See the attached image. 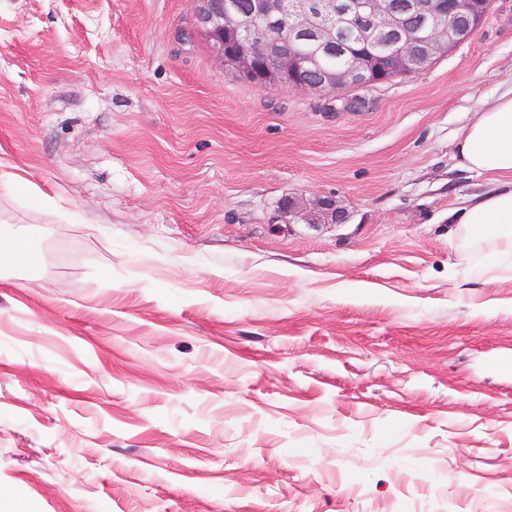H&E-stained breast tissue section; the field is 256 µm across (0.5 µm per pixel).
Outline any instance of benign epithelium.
<instances>
[{
  "label": "benign epithelium",
  "mask_w": 512,
  "mask_h": 512,
  "mask_svg": "<svg viewBox=\"0 0 512 512\" xmlns=\"http://www.w3.org/2000/svg\"><path fill=\"white\" fill-rule=\"evenodd\" d=\"M192 2L197 27L224 68L279 89L327 93L335 102L342 101L338 92L367 84V60L353 56L346 65L309 80L304 75L316 70L318 59L294 53L295 37L328 49L336 38V19L347 13L359 21L360 41L375 48L392 46L391 64L399 72L426 67L438 53L465 42L481 20L475 0H407L400 8L392 0H363L352 7L341 0H255L249 14L224 6V0ZM310 216L316 221L336 218L335 203L317 201Z\"/></svg>",
  "instance_id": "benign-epithelium-1"
}]
</instances>
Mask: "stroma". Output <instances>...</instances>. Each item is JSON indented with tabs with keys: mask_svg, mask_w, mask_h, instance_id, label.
<instances>
[{
	"mask_svg": "<svg viewBox=\"0 0 512 512\" xmlns=\"http://www.w3.org/2000/svg\"><path fill=\"white\" fill-rule=\"evenodd\" d=\"M511 85L512 0L350 111L192 0H0V162L69 216L0 187V512H512V278L448 224Z\"/></svg>",
	"mask_w": 512,
	"mask_h": 512,
	"instance_id": "obj_1",
	"label": "stroma"
}]
</instances>
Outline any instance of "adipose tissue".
I'll return each instance as SVG.
<instances>
[{
    "instance_id": "obj_1",
    "label": "adipose tissue",
    "mask_w": 512,
    "mask_h": 512,
    "mask_svg": "<svg viewBox=\"0 0 512 512\" xmlns=\"http://www.w3.org/2000/svg\"><path fill=\"white\" fill-rule=\"evenodd\" d=\"M457 164L489 192L448 210L452 237L472 273L512 277V88L479 103L455 143Z\"/></svg>"
}]
</instances>
